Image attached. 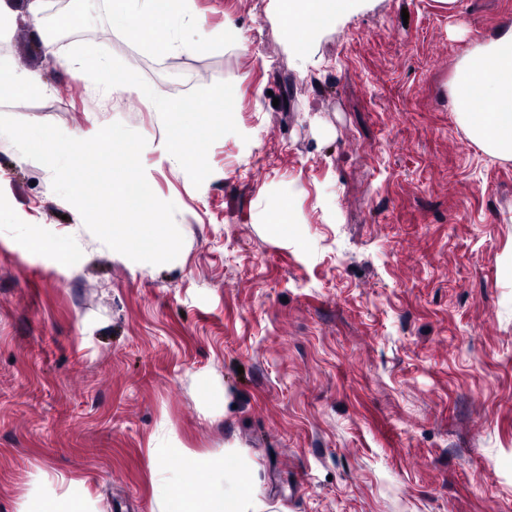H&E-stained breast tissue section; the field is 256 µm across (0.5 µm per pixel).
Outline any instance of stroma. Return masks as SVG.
Returning a JSON list of instances; mask_svg holds the SVG:
<instances>
[{
    "label": "stroma",
    "instance_id": "obj_1",
    "mask_svg": "<svg viewBox=\"0 0 512 512\" xmlns=\"http://www.w3.org/2000/svg\"><path fill=\"white\" fill-rule=\"evenodd\" d=\"M29 4L8 0L0 68L43 88L0 113L141 133L184 244L163 265L115 257L0 135V512L42 472L84 480L98 512H153L144 449L164 421L197 453L237 437L286 512H512V161L451 101L512 0H368L297 54L269 0H191L235 37L167 56L126 41L104 0L55 43ZM98 56L125 88L74 76ZM138 83L188 124L233 99L203 167L161 160ZM285 223L296 239L265 230Z\"/></svg>",
    "mask_w": 512,
    "mask_h": 512
}]
</instances>
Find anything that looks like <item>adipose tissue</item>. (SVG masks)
Here are the masks:
<instances>
[{
    "label": "adipose tissue",
    "mask_w": 512,
    "mask_h": 512,
    "mask_svg": "<svg viewBox=\"0 0 512 512\" xmlns=\"http://www.w3.org/2000/svg\"><path fill=\"white\" fill-rule=\"evenodd\" d=\"M365 0H274L277 25L292 52L304 49L310 35L360 11ZM111 13L128 16L127 36L166 56L208 46L213 36L196 28L183 34L186 0H106ZM459 91L453 105L459 123L489 156L512 160V25L475 47L463 60ZM132 91L158 116L164 136L157 148L171 165L184 163L189 140L207 142L218 135L210 115L229 111L223 99H213L193 127H186L179 105L160 88L141 84ZM145 454L156 512H279L261 492L256 466L238 439L225 441L221 450L199 454L187 448L175 429L161 423L151 435ZM177 455L186 460L185 471L170 473L165 461ZM206 472V483L195 480ZM42 483H56L59 492L32 490L19 512H94L84 481L42 475Z\"/></svg>",
    "instance_id": "obj_1"
}]
</instances>
